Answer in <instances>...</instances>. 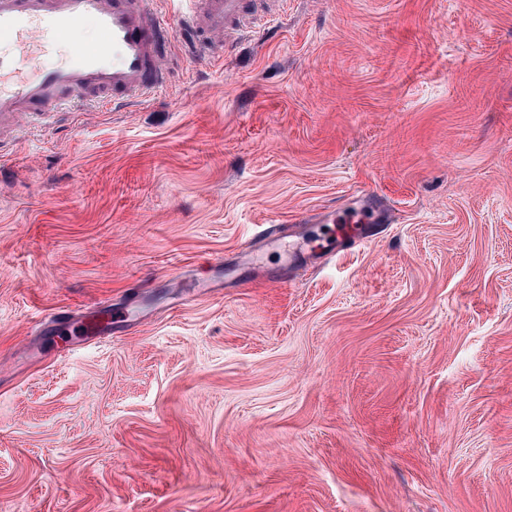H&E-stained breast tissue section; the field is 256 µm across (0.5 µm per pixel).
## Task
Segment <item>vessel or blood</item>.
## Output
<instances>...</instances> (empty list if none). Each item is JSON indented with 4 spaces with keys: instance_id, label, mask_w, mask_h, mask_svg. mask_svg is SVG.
Masks as SVG:
<instances>
[{
    "instance_id": "b4317fda",
    "label": "vessel or blood",
    "mask_w": 512,
    "mask_h": 512,
    "mask_svg": "<svg viewBox=\"0 0 512 512\" xmlns=\"http://www.w3.org/2000/svg\"><path fill=\"white\" fill-rule=\"evenodd\" d=\"M152 0H0V125L73 101H145L167 79L157 64L169 32ZM184 31L237 33L245 0H171ZM96 43L82 38L86 22Z\"/></svg>"
}]
</instances>
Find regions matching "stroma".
Masks as SVG:
<instances>
[{
    "instance_id": "stroma-1",
    "label": "stroma",
    "mask_w": 512,
    "mask_h": 512,
    "mask_svg": "<svg viewBox=\"0 0 512 512\" xmlns=\"http://www.w3.org/2000/svg\"><path fill=\"white\" fill-rule=\"evenodd\" d=\"M247 19L0 130V512H512V0ZM360 190L371 241L244 255ZM89 308L126 321L34 333Z\"/></svg>"
}]
</instances>
